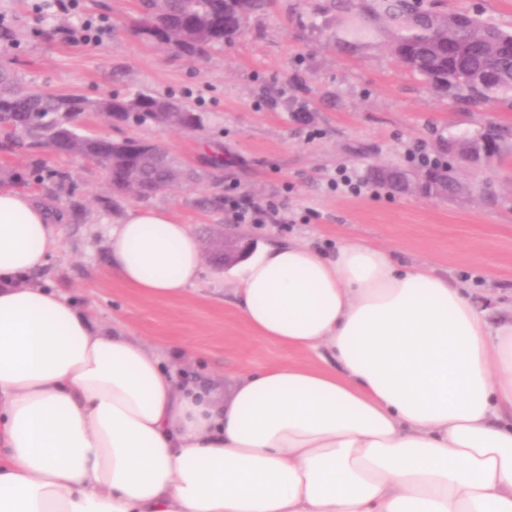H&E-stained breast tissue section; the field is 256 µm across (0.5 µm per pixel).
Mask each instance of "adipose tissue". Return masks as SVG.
Returning <instances> with one entry per match:
<instances>
[{"instance_id": "ef3b65f1", "label": "adipose tissue", "mask_w": 512, "mask_h": 512, "mask_svg": "<svg viewBox=\"0 0 512 512\" xmlns=\"http://www.w3.org/2000/svg\"><path fill=\"white\" fill-rule=\"evenodd\" d=\"M63 219L0 189V512H512V320L448 277L357 238L264 247L237 273L238 316L328 363L223 394L32 282ZM108 264L173 299L202 255L169 210L135 207Z\"/></svg>"}]
</instances>
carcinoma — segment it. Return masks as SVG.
<instances>
[{
    "mask_svg": "<svg viewBox=\"0 0 512 512\" xmlns=\"http://www.w3.org/2000/svg\"><path fill=\"white\" fill-rule=\"evenodd\" d=\"M244 11H238L239 0H138V15L131 31L148 42L155 32L166 36L160 48L178 55L204 57L216 44L240 33L247 20L266 9L268 0H244ZM381 14L402 31L401 37L417 49L408 69L428 77L434 87L449 92L461 104L507 102L512 105V33L500 32L507 43L505 51L492 55L481 37L486 22L472 17V27L457 33L453 42L462 52L459 59H448L444 53L447 37L427 34L409 28V17L403 0H380ZM142 103L141 123L165 124V115L184 114L188 127L200 125L201 117L179 102L150 94H138ZM107 107L75 94H53L42 89H23L13 72L0 65V130L8 129L0 138V153L27 154L28 164L11 172L9 183L15 187L38 184L50 195L63 199L73 219L85 220V209L74 196L71 176L52 169L41 158L50 151L65 156H79L105 170L112 191L131 193L145 199L158 193L173 191L192 178L188 169L181 175L166 149L155 143L146 153L138 149V140L114 141L107 137H90L78 132L76 118L85 112L103 111L121 120L128 99L107 96Z\"/></svg>",
    "mask_w": 512,
    "mask_h": 512,
    "instance_id": "cac0c4a2",
    "label": "carcinoma"
}]
</instances>
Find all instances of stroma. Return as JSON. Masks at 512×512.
<instances>
[{
    "label": "stroma",
    "mask_w": 512,
    "mask_h": 512,
    "mask_svg": "<svg viewBox=\"0 0 512 512\" xmlns=\"http://www.w3.org/2000/svg\"><path fill=\"white\" fill-rule=\"evenodd\" d=\"M375 3L352 0L344 11L328 0H272L234 40L191 60L130 32L136 0H78L76 9L55 7L44 16L36 0H0V17L16 38L15 49L0 50V63L11 61L22 85L89 98L172 93L203 116L190 130L110 122L94 112L78 117L86 135L162 144L197 178L142 202L112 195L97 165L48 156L50 167L71 172L88 214L81 224L65 220L62 245L37 283L89 305L101 324L159 355L170 344L184 345L180 374L221 387L253 369L322 363L318 352L263 340L240 319L233 282L216 259L227 239L253 253L288 240L330 252L340 240L364 239L392 250L402 264L428 265L455 280L491 322L512 315V144L482 171L460 169L470 191L459 197L424 193L420 166L406 153L422 144L447 158L450 137L476 135L489 121L512 124V108L459 105L401 66L388 51L398 31L374 13ZM426 3L443 14L480 11L512 32V0ZM85 19L109 29L97 45L32 35L61 21L74 29ZM354 24L369 35L346 42ZM300 106L307 122L294 116ZM341 169L362 183L361 195L331 190ZM230 190L257 208L258 222H239L227 207H204L206 197ZM107 195L112 205L105 208L98 199ZM142 203L169 209L201 245V279L180 298L145 299L108 269V229Z\"/></svg>",
    "instance_id": "obj_1"
}]
</instances>
